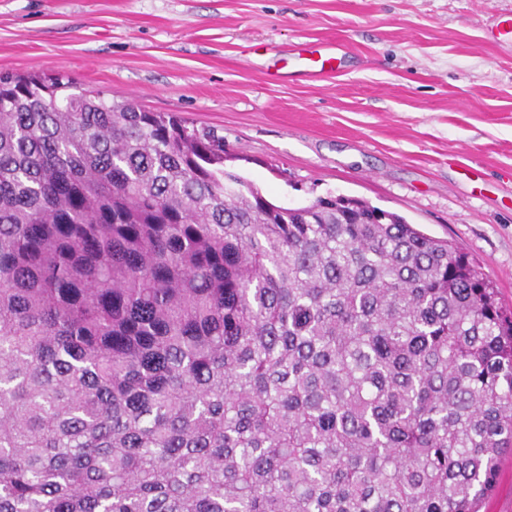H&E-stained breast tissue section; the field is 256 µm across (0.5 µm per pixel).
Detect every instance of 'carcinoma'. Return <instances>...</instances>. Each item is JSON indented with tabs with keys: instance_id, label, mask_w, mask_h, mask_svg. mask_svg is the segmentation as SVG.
I'll return each instance as SVG.
<instances>
[{
	"instance_id": "carcinoma-1",
	"label": "carcinoma",
	"mask_w": 512,
	"mask_h": 512,
	"mask_svg": "<svg viewBox=\"0 0 512 512\" xmlns=\"http://www.w3.org/2000/svg\"><path fill=\"white\" fill-rule=\"evenodd\" d=\"M507 450L512 313L467 253L0 73V512H477Z\"/></svg>"
}]
</instances>
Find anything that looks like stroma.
<instances>
[{
  "mask_svg": "<svg viewBox=\"0 0 512 512\" xmlns=\"http://www.w3.org/2000/svg\"><path fill=\"white\" fill-rule=\"evenodd\" d=\"M512 0H0V71L53 72L224 137L278 206L328 194L467 252L512 306ZM348 46L312 81L292 46Z\"/></svg>",
  "mask_w": 512,
  "mask_h": 512,
  "instance_id": "35a3bbf8",
  "label": "stroma"
}]
</instances>
